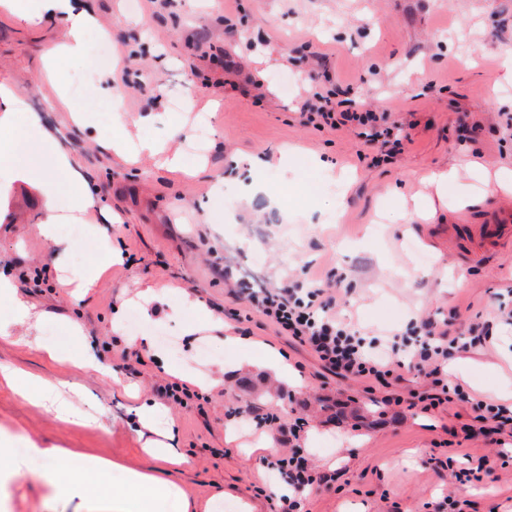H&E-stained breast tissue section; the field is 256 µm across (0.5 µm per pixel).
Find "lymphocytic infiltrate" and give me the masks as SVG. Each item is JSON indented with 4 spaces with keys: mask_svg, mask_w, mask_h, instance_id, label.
<instances>
[{
    "mask_svg": "<svg viewBox=\"0 0 512 512\" xmlns=\"http://www.w3.org/2000/svg\"><path fill=\"white\" fill-rule=\"evenodd\" d=\"M306 111L310 118L330 127L356 123L371 139L387 133L388 113L368 110L339 114L329 98L320 94L307 103ZM248 302L252 310L288 336L308 345L321 362L341 375L365 379L381 388L390 387L394 379L391 359L401 352L410 368L430 378L434 388L430 401L442 402L452 395L470 401L474 421L493 423L497 434L506 433L512 425V415H506L503 406L470 400L461 386L448 383V361L453 351L486 343L491 336L487 323L471 324L464 337H452L430 328L414 338L392 341L386 351L377 352L367 347L357 331L338 316L336 298L329 293L321 277L310 278L306 286L299 289L292 286L260 289L249 294Z\"/></svg>",
    "mask_w": 512,
    "mask_h": 512,
    "instance_id": "1",
    "label": "lymphocytic infiltrate"
}]
</instances>
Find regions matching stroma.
I'll use <instances>...</instances> for the list:
<instances>
[{
	"label": "stroma",
	"mask_w": 512,
	"mask_h": 512,
	"mask_svg": "<svg viewBox=\"0 0 512 512\" xmlns=\"http://www.w3.org/2000/svg\"><path fill=\"white\" fill-rule=\"evenodd\" d=\"M91 6L112 32V64L81 97L61 96L59 85L83 64L60 61L56 80L41 69L66 37L64 21L30 24L0 11V85L15 94L18 160L35 175L0 197V276L41 315L36 327L0 334V363L74 383L98 407L96 422H67L0 385V438L13 454L34 444L71 449L66 477L85 456L112 458L120 468L102 484L109 495L125 491L130 469L176 483L197 512H240L244 502L275 512L284 478L254 449L262 439L281 457L302 449L323 476L305 490L304 512H512V437L467 435L472 412L459 400L408 407L411 394L429 389L417 372L400 370L375 390L335 373L248 311L234 288L255 252L260 288L328 276L341 315L369 340L445 320L463 333L498 302L512 304V242L478 231L512 207V190L482 192L484 175L512 173L504 117L512 81L488 79L512 53V0H170L157 13L130 10L129 0ZM129 58L138 93L121 81ZM317 93L339 111L388 112L402 148L367 143L350 125L305 122ZM114 100L144 116L132 136L167 139L189 162L205 148V170L186 178L101 149L108 127L99 113ZM73 103L95 107L84 128L70 119ZM198 115L208 122L201 147L183 130ZM56 143L72 150L97 199L84 227L93 248L83 254L40 230L47 212L37 182L57 176ZM259 156L267 166L250 170ZM454 164L456 182L436 193L426 175ZM231 165L250 170L254 193L235 183L216 192ZM462 195L470 205L459 206ZM243 237L251 250L240 248ZM110 247L121 262L106 264ZM101 263L107 269L87 295L61 285ZM140 282L165 297L141 317L151 346L132 348L126 324ZM202 307L221 329L199 317ZM228 333L247 348H225ZM267 348L288 362L290 379L261 365ZM51 350L71 364L50 360ZM89 351L96 367L83 361ZM185 374L198 379L199 400L161 399L158 386ZM448 380L479 399H512V326L494 323L489 346L455 352ZM154 401L167 412L164 442L185 466L154 460L135 431L136 409ZM481 457L492 471H477ZM41 470L33 462L0 494V512H83L76 499L47 505Z\"/></svg>",
	"instance_id": "1"
}]
</instances>
